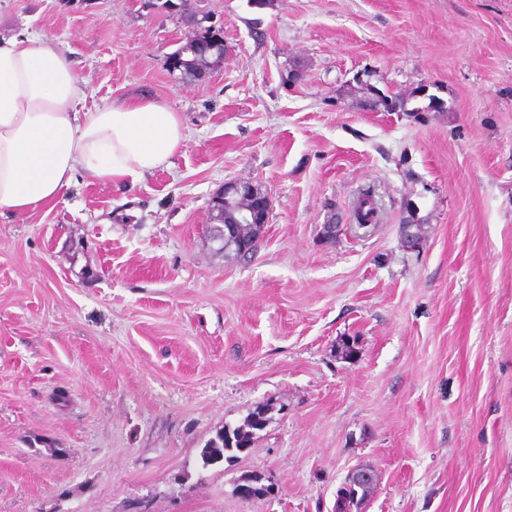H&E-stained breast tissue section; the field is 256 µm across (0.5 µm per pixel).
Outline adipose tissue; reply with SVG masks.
Segmentation results:
<instances>
[{
  "instance_id": "ef3b65f1",
  "label": "adipose tissue",
  "mask_w": 512,
  "mask_h": 512,
  "mask_svg": "<svg viewBox=\"0 0 512 512\" xmlns=\"http://www.w3.org/2000/svg\"><path fill=\"white\" fill-rule=\"evenodd\" d=\"M88 87L49 34L0 40V216L54 202L76 170L139 183L169 165L187 131L150 98L84 109Z\"/></svg>"
}]
</instances>
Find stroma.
I'll return each mask as SVG.
<instances>
[{
  "instance_id": "stroma-1",
  "label": "stroma",
  "mask_w": 512,
  "mask_h": 512,
  "mask_svg": "<svg viewBox=\"0 0 512 512\" xmlns=\"http://www.w3.org/2000/svg\"><path fill=\"white\" fill-rule=\"evenodd\" d=\"M204 7L224 65L187 82L188 28L146 0H0L86 108L149 97L188 133L137 185L81 171L0 217V512H334L358 464L363 512H512V0ZM232 180L273 201L244 261L207 231ZM266 400L255 446L201 469ZM251 475L272 494L236 493ZM367 206V207H365ZM379 205L371 192L362 194L358 201L354 217L357 224H377L379 218ZM375 473L367 465L358 464L352 467L346 476L349 483L343 482L338 488L335 512H362L365 504L372 496L376 486H354L372 483Z\"/></svg>"
}]
</instances>
